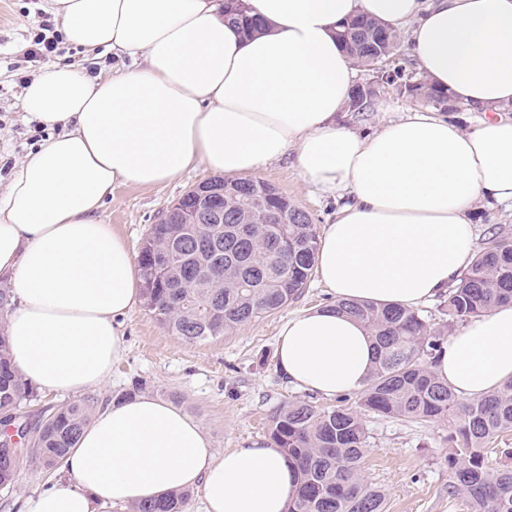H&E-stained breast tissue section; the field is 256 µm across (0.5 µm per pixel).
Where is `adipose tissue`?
Wrapping results in <instances>:
<instances>
[{
	"mask_svg": "<svg viewBox=\"0 0 512 512\" xmlns=\"http://www.w3.org/2000/svg\"><path fill=\"white\" fill-rule=\"evenodd\" d=\"M246 34L224 0H47L66 40L111 52V74L58 63L30 79L24 110L61 133L21 159L0 195L6 334L33 385L102 386L140 302L128 246L100 210L117 184L160 186L201 164L227 176L294 152L303 180L341 205L319 238L320 280L339 300L418 308L471 262L467 215L512 203V0H249ZM358 14L405 31L421 71L454 103L496 116L469 130L415 110L363 135L336 120L355 71L338 22ZM289 385L357 392L373 366L363 327L329 308L277 337ZM463 400L512 379V303L470 318L431 365ZM66 480L24 512H94L198 490L203 512H285L297 469L275 444L219 451L202 427L148 395L98 411L65 460ZM237 3L236 0H224V18L239 24L246 31H253L256 19L249 14L251 7L248 0L246 1V8L242 11L237 9Z\"/></svg>",
	"mask_w": 512,
	"mask_h": 512,
	"instance_id": "obj_1",
	"label": "adipose tissue"
}]
</instances>
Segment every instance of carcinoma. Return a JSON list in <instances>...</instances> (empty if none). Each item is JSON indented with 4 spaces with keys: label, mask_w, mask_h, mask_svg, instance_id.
<instances>
[{
    "label": "carcinoma",
    "mask_w": 512,
    "mask_h": 512,
    "mask_svg": "<svg viewBox=\"0 0 512 512\" xmlns=\"http://www.w3.org/2000/svg\"><path fill=\"white\" fill-rule=\"evenodd\" d=\"M250 10L224 0V18L246 31L256 24ZM336 36L358 66L376 72L371 98L361 107L349 102L345 111H371L385 86L448 111V92L422 73L408 78L402 66H391L399 32L362 15L340 22ZM220 202L223 226L154 224L139 251L145 310L188 343L275 313L304 292L314 271L316 225L273 185L230 181ZM268 209L288 211V223H268ZM503 302H512V238L495 232L448 288L447 330ZM8 304V291L0 288V448L17 436L19 460L54 470L89 424L94 402L77 400L30 418L24 408L34 389L12 362L3 328ZM337 308L373 338L375 366L354 407L320 410L298 401L271 417L270 439L298 468V494L286 512H384V494L368 485L362 471L370 447L364 417L370 414L413 424L448 423V495L463 496L470 512H512V464L492 467L488 461L489 444L512 432V380L464 402L429 368L443 333L419 311L350 301ZM190 498L186 490L137 503L132 512H187Z\"/></svg>",
    "instance_id": "1"
}]
</instances>
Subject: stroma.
Returning <instances> with one entry per match:
<instances>
[{
    "label": "stroma",
    "instance_id": "35a3bbf8",
    "mask_svg": "<svg viewBox=\"0 0 512 512\" xmlns=\"http://www.w3.org/2000/svg\"><path fill=\"white\" fill-rule=\"evenodd\" d=\"M44 0H0V191L13 179L22 157L54 136V129L37 130L21 105L22 87L33 75L61 62H81L82 49L60 39L49 57H32L30 50L48 14ZM416 105L396 89L381 92L373 111L341 112L338 122L371 134L415 110ZM199 166L181 178L157 187L117 184L106 199L101 218L138 251L162 211L190 188L209 178ZM257 179L275 185L311 216L317 229L336 219V202L310 192L294 154L262 168ZM327 289L311 279L304 293L274 314L201 343H187L170 333L144 306L124 320L125 351L103 386L87 391V398L103 405L121 396L133 381L144 393L173 402L196 419L215 449L244 448L267 441L271 417L283 406L307 401L324 410L341 406V397H324L288 386L275 358L281 325L296 312L328 302ZM371 446L364 459L369 484L385 494L386 512H469L463 497L448 494L450 474L448 426H424L378 416L368 417Z\"/></svg>",
    "mask_w": 512,
    "mask_h": 512
}]
</instances>
